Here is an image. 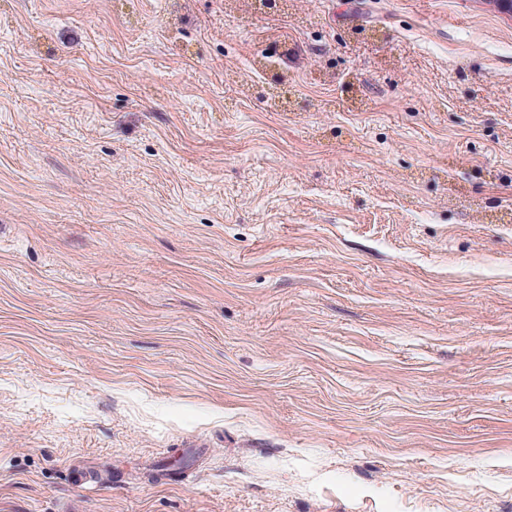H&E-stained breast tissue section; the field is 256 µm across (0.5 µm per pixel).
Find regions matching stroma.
I'll return each mask as SVG.
<instances>
[{"label":"stroma","mask_w":512,"mask_h":512,"mask_svg":"<svg viewBox=\"0 0 512 512\" xmlns=\"http://www.w3.org/2000/svg\"><path fill=\"white\" fill-rule=\"evenodd\" d=\"M72 505L512 512L495 0H0V512Z\"/></svg>","instance_id":"35a3bbf8"}]
</instances>
